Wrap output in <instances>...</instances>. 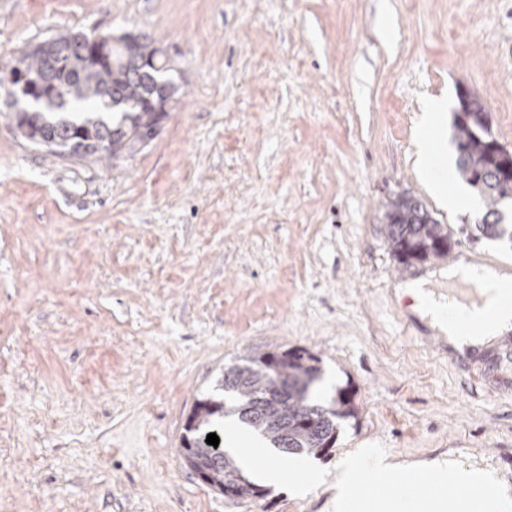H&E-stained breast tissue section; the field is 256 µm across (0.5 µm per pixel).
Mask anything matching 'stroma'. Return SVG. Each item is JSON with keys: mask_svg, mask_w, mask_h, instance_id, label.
<instances>
[{"mask_svg": "<svg viewBox=\"0 0 512 512\" xmlns=\"http://www.w3.org/2000/svg\"><path fill=\"white\" fill-rule=\"evenodd\" d=\"M76 32L147 36L180 90L154 140L97 163L0 113V512H328L329 485L230 500L180 453L225 365L295 347L358 407L318 472L368 451L507 469L512 353L452 364L404 326L383 213L409 192L453 253L512 267L415 162L429 100L439 163L466 95L512 148V0H0V76Z\"/></svg>", "mask_w": 512, "mask_h": 512, "instance_id": "35a3bbf8", "label": "stroma"}]
</instances>
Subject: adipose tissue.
<instances>
[{"mask_svg":"<svg viewBox=\"0 0 512 512\" xmlns=\"http://www.w3.org/2000/svg\"><path fill=\"white\" fill-rule=\"evenodd\" d=\"M447 276L452 281H470L475 288L477 299L470 307L472 316L480 318L486 310H493L494 316L483 332L484 337H494L512 330V302L504 300L507 290L512 288L511 271L505 268H478L463 259L449 266ZM403 289L405 294L414 299L420 316L428 319L433 330L445 336L449 345L460 349L474 344V337L462 335L459 327L447 318L448 302L428 291L426 280L404 284ZM228 431V450L244 468L257 469L259 479L267 484L277 485L283 481L284 475L279 463L257 466L253 454L255 440L246 437L236 426H229ZM429 469L432 483L427 502H402L381 495L361 500L356 495L358 488L375 483H399L407 477L408 470L382 455L364 460H345L336 470L335 494L330 508L332 512H421L422 507L426 506L432 508L433 512H468L467 503L447 501L444 492L450 487L473 486L494 490L493 496L483 504L485 512H512V491L499 482L493 471L453 457L431 461Z\"/></svg>","mask_w":512,"mask_h":512,"instance_id":"obj_1","label":"adipose tissue"}]
</instances>
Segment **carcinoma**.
Segmentation results:
<instances>
[{
	"instance_id": "carcinoma-1",
	"label": "carcinoma",
	"mask_w": 512,
	"mask_h": 512,
	"mask_svg": "<svg viewBox=\"0 0 512 512\" xmlns=\"http://www.w3.org/2000/svg\"><path fill=\"white\" fill-rule=\"evenodd\" d=\"M82 34H63L28 47L17 62L36 79L34 88L49 93L63 89L61 111L37 123L19 114V135L31 144L49 146L47 152L64 160L102 161L132 151L152 140L150 133L167 113L155 106L173 101L176 86L169 58L154 42L125 36L112 44L107 63L92 59ZM468 119L455 125L459 176L486 200V212L471 227L476 239L504 236L512 240V224L498 223V205L512 200V175L500 171L501 160L484 135L482 104L464 100ZM388 241L402 265L441 259L451 251V230L439 223L426 206L408 193L386 205ZM321 359L306 348L246 354L224 368L220 390L227 396L204 397L187 418L181 454L186 467L205 484L232 498H262L265 492L252 483L231 455L224 451V417L238 420L263 436L285 459L309 450L328 452L335 445L342 423L356 417L352 394L343 388L320 404L310 398L319 378ZM219 445L207 444V435Z\"/></svg>"
}]
</instances>
